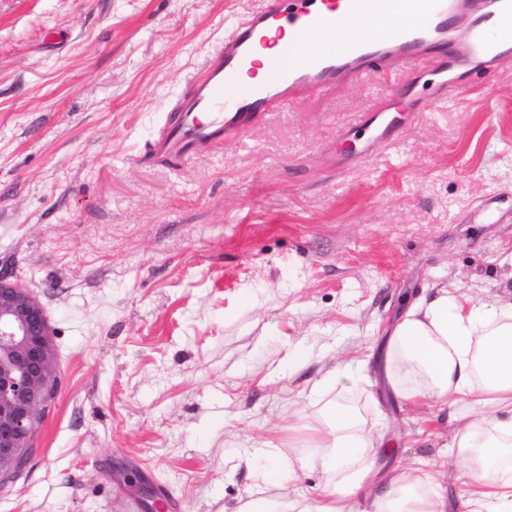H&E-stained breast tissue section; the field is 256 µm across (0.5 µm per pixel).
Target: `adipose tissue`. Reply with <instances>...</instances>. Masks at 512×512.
Returning a JSON list of instances; mask_svg holds the SVG:
<instances>
[{
  "label": "adipose tissue",
  "instance_id": "obj_1",
  "mask_svg": "<svg viewBox=\"0 0 512 512\" xmlns=\"http://www.w3.org/2000/svg\"><path fill=\"white\" fill-rule=\"evenodd\" d=\"M384 370L404 400L472 398L491 409L457 436L455 456L481 489V512H512V303L468 311L440 289L428 304L410 306L396 325ZM327 420L323 497L312 506L294 502L289 512H347L373 474L378 446L356 413L332 406ZM376 512H445V503L417 471L402 470L379 490Z\"/></svg>",
  "mask_w": 512,
  "mask_h": 512
}]
</instances>
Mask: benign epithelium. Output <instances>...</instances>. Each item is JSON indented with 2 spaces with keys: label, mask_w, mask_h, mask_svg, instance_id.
Listing matches in <instances>:
<instances>
[{
  "label": "benign epithelium",
  "mask_w": 512,
  "mask_h": 512,
  "mask_svg": "<svg viewBox=\"0 0 512 512\" xmlns=\"http://www.w3.org/2000/svg\"><path fill=\"white\" fill-rule=\"evenodd\" d=\"M55 332L38 296L0 271V483L27 467L54 408L60 377ZM138 500L154 512L153 488L131 477Z\"/></svg>",
  "instance_id": "1"
}]
</instances>
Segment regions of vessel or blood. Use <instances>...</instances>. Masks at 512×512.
Masks as SVG:
<instances>
[{"label":"vessel or blood","mask_w":512,"mask_h":512,"mask_svg":"<svg viewBox=\"0 0 512 512\" xmlns=\"http://www.w3.org/2000/svg\"><path fill=\"white\" fill-rule=\"evenodd\" d=\"M365 20L382 26L381 38L339 44L332 40L336 22ZM309 38L311 48L295 58L285 30ZM512 0H422L413 19L397 20L393 0H260L237 20L223 45L209 54L169 110L140 160L187 163L220 143L242 139L257 114L279 111L298 100L376 73L394 82L393 97L362 113L355 126L381 128L388 112L411 113L417 101L401 72L429 76L438 97L452 100L457 85L452 69L475 67L496 76L512 60ZM275 45L267 76L245 83L256 45Z\"/></svg>","instance_id":"1"}]
</instances>
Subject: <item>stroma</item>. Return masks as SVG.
<instances>
[{"label": "stroma", "mask_w": 512, "mask_h": 512, "mask_svg": "<svg viewBox=\"0 0 512 512\" xmlns=\"http://www.w3.org/2000/svg\"><path fill=\"white\" fill-rule=\"evenodd\" d=\"M257 3L0 0V270L47 309L60 376L0 512H123L127 474L170 512L313 504L336 404L383 442L376 482L414 468L471 512L450 454L465 407L395 399L379 358L437 289L512 302V62L449 71L452 102L416 86L423 111L360 160L337 131L389 95L374 75L185 166L139 163ZM271 451L307 464L263 484Z\"/></svg>", "instance_id": "obj_1"}]
</instances>
